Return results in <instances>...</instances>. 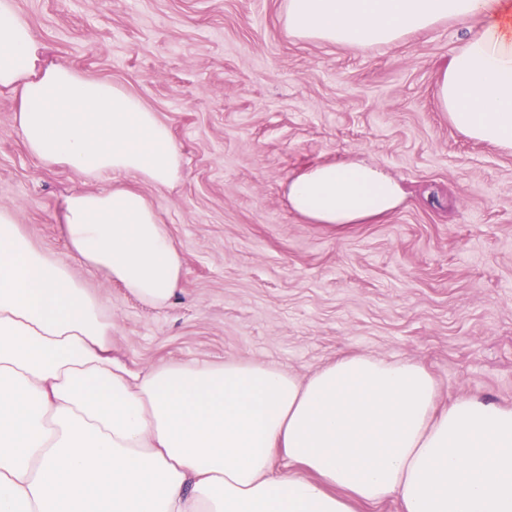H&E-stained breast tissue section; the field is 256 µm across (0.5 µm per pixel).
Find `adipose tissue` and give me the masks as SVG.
Segmentation results:
<instances>
[{
  "instance_id": "obj_1",
  "label": "adipose tissue",
  "mask_w": 512,
  "mask_h": 512,
  "mask_svg": "<svg viewBox=\"0 0 512 512\" xmlns=\"http://www.w3.org/2000/svg\"><path fill=\"white\" fill-rule=\"evenodd\" d=\"M481 19L443 71L451 126L512 154V0H287L289 37L356 48ZM15 0H0V91L30 155L96 179L133 174L157 190L182 176L168 126L131 93L64 63ZM288 205L344 231L404 200L362 161L323 163L288 183ZM69 258L167 308L183 260L155 207L122 184L67 197ZM69 259L34 247L0 209V512H355L396 497L402 512H512V408L462 395L436 411L419 363L348 356L299 379L255 361L112 357L101 297Z\"/></svg>"
}]
</instances>
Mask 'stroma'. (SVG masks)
Here are the masks:
<instances>
[{
	"label": "stroma",
	"mask_w": 512,
	"mask_h": 512,
	"mask_svg": "<svg viewBox=\"0 0 512 512\" xmlns=\"http://www.w3.org/2000/svg\"><path fill=\"white\" fill-rule=\"evenodd\" d=\"M15 3L42 64L123 87L182 153L168 190L122 178L184 259L158 310L69 258L64 199L108 183L33 158L0 93V208L103 297L114 358L133 369L250 360L306 378L369 353L423 365L439 407L464 394L512 406V155L459 134L436 95L477 21L360 49L289 37L286 0ZM348 158L398 178L404 204L341 233L290 210V178Z\"/></svg>",
	"instance_id": "stroma-1"
}]
</instances>
